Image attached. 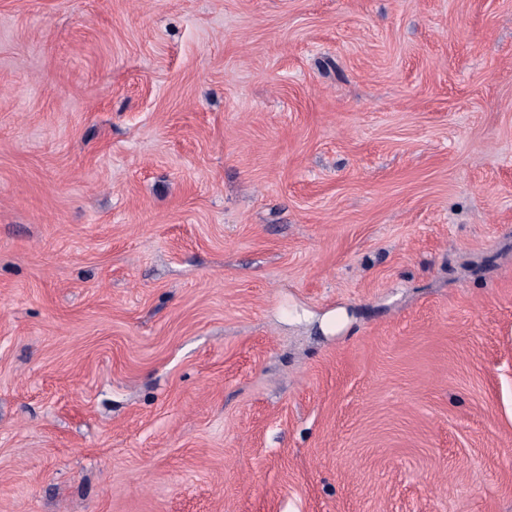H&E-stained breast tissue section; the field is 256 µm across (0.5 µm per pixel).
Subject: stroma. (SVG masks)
<instances>
[{
    "label": "stroma",
    "mask_w": 512,
    "mask_h": 512,
    "mask_svg": "<svg viewBox=\"0 0 512 512\" xmlns=\"http://www.w3.org/2000/svg\"><path fill=\"white\" fill-rule=\"evenodd\" d=\"M0 512H512V0H0Z\"/></svg>",
    "instance_id": "35a3bbf8"
}]
</instances>
